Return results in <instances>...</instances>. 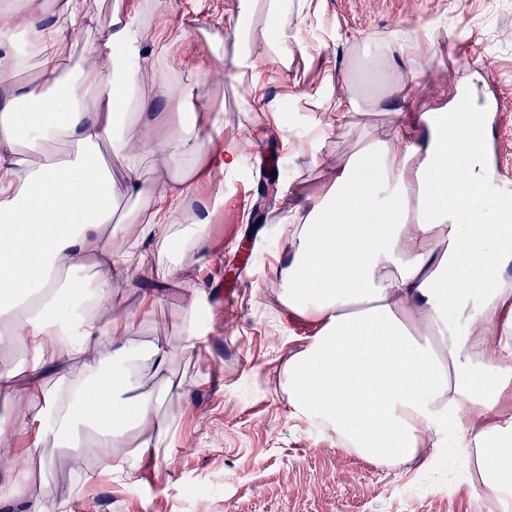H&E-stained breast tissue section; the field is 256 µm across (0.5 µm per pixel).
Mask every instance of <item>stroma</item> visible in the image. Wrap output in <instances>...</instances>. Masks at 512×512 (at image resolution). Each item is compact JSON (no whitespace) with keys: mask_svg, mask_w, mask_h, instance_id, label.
I'll return each instance as SVG.
<instances>
[{"mask_svg":"<svg viewBox=\"0 0 512 512\" xmlns=\"http://www.w3.org/2000/svg\"><path fill=\"white\" fill-rule=\"evenodd\" d=\"M172 5L204 56L202 72L181 67L176 77L195 86L201 110L224 118L210 152L236 147L243 156L237 172L201 179L196 189L197 197L217 203L205 230L204 259L189 275L208 294L209 341L192 358H173L172 372L194 389L161 408L177 417L179 430L159 463H139L129 480L101 474L91 458L75 470V449L50 446L52 467L26 463L30 497L70 502L72 512H485L490 493L473 481L460 453L374 468L293 419L281 388L284 365L316 326L270 298L272 288L283 285L276 274L283 261L277 228L290 208L324 192L336 159L389 137L400 95L390 96L386 111L349 113L320 146H311V133L326 121L315 103L292 99L286 113L254 115L224 68L234 50L239 0H206L198 12L187 0ZM438 16L451 18L452 32L413 53L412 67L421 76L411 92L429 99L454 94L466 69L453 37L461 32L480 51L483 92L501 101L493 147L500 174L512 178V0H320L307 18L288 17L300 38L288 72L270 67L264 43L251 51L268 99L296 83L348 94L352 60L365 43L386 42L393 32ZM260 153L273 159L279 182V203L269 209L257 208L252 195L264 170L255 161ZM186 313L182 290L172 286L140 334L176 340Z\"/></svg>","mask_w":512,"mask_h":512,"instance_id":"35a3bbf8","label":"stroma"}]
</instances>
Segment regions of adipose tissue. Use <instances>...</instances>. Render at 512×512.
Wrapping results in <instances>:
<instances>
[{
	"label": "adipose tissue",
	"mask_w": 512,
	"mask_h": 512,
	"mask_svg": "<svg viewBox=\"0 0 512 512\" xmlns=\"http://www.w3.org/2000/svg\"><path fill=\"white\" fill-rule=\"evenodd\" d=\"M87 3L0 0V350L28 353L0 363V394L22 403L26 455L73 442L131 478L170 436L162 401L190 390L167 339H140L141 320L171 282L189 313L206 306L184 281L212 213L196 186L210 168L236 170L240 153L211 156L201 132L221 134V115L198 113L193 85L170 74L155 25L170 0H116L101 29ZM266 7L227 62L253 112L272 105L251 43L283 71L299 43L292 0ZM491 118L440 99L396 113L388 140L337 161L325 192L290 215L277 274L284 304L318 326L284 369L292 418L379 469L454 445L507 501L512 290L491 273L512 266V203L483 204ZM121 285L139 310H124Z\"/></svg>",
	"instance_id": "adipose-tissue-1"
}]
</instances>
